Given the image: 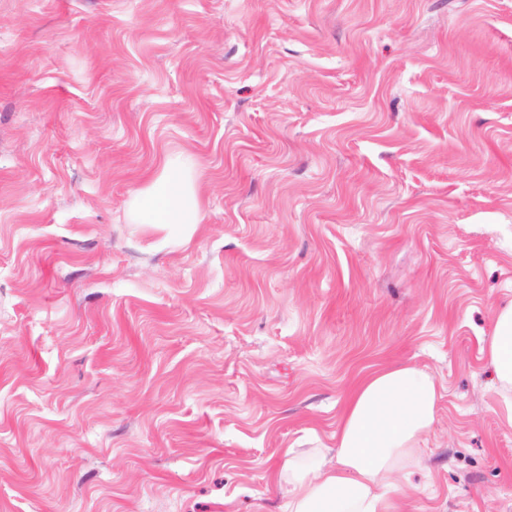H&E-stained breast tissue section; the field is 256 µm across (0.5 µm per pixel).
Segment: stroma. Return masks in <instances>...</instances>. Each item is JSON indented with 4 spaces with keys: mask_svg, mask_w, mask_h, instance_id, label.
Here are the masks:
<instances>
[{
    "mask_svg": "<svg viewBox=\"0 0 512 512\" xmlns=\"http://www.w3.org/2000/svg\"><path fill=\"white\" fill-rule=\"evenodd\" d=\"M203 221H133L166 157ZM512 0H0V512H283L352 384L437 380L407 512H512ZM496 377V392L512 414V307L496 314L493 331L482 348Z\"/></svg>",
    "mask_w": 512,
    "mask_h": 512,
    "instance_id": "1",
    "label": "stroma"
}]
</instances>
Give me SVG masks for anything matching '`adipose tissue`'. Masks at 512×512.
<instances>
[{"mask_svg":"<svg viewBox=\"0 0 512 512\" xmlns=\"http://www.w3.org/2000/svg\"><path fill=\"white\" fill-rule=\"evenodd\" d=\"M133 206L139 224L184 231L202 221L189 169L170 158ZM482 354L495 373L497 394L512 410V307L497 313ZM439 400L435 378L410 364L362 379L347 400L333 447L306 456L285 449L276 476L285 512H396L399 480L421 466L420 443Z\"/></svg>","mask_w":512,"mask_h":512,"instance_id":"obj_1","label":"adipose tissue"}]
</instances>
